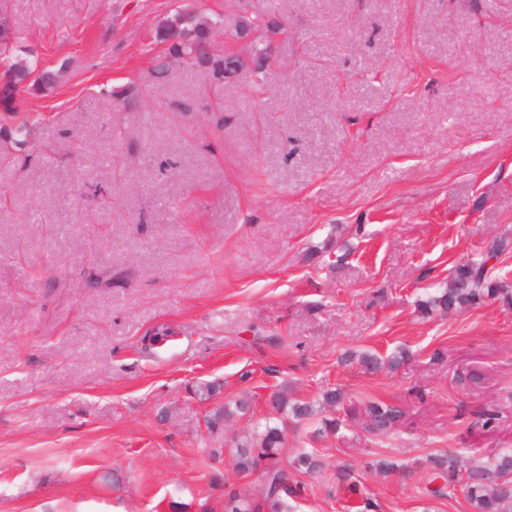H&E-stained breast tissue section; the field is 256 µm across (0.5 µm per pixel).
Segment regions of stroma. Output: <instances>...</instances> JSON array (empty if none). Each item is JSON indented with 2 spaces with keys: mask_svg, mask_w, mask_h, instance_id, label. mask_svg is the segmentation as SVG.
I'll use <instances>...</instances> for the list:
<instances>
[{
  "mask_svg": "<svg viewBox=\"0 0 512 512\" xmlns=\"http://www.w3.org/2000/svg\"><path fill=\"white\" fill-rule=\"evenodd\" d=\"M223 16L214 57L250 58L242 22L284 29L267 89L167 59L178 6ZM15 60L68 78L21 92L0 132V512H224L253 492L224 444L278 390L405 418L289 425V512H350L352 467L374 512H471L436 498L429 457L512 451V307L420 302L508 239L512 284V0H0ZM132 95L126 106L113 97ZM166 328L165 341H153ZM406 351L363 372L369 351ZM203 382L220 384L199 400ZM248 399L252 418H204ZM498 416L494 431L478 424ZM398 468L376 473V460ZM363 428L367 432L380 433L390 431L401 424L404 412L394 406L370 401L365 405Z\"/></svg>",
  "mask_w": 512,
  "mask_h": 512,
  "instance_id": "stroma-1",
  "label": "stroma"
}]
</instances>
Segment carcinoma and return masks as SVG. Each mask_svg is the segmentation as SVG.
I'll return each mask as SVG.
<instances>
[{"label": "carcinoma", "instance_id": "1", "mask_svg": "<svg viewBox=\"0 0 512 512\" xmlns=\"http://www.w3.org/2000/svg\"><path fill=\"white\" fill-rule=\"evenodd\" d=\"M222 21L197 22L194 17L179 12L175 18L159 26L157 38L169 46V51L192 65L211 67L212 75L220 82L234 76L242 68L238 56L227 54L214 59L208 52L213 30ZM248 32H258L252 42V55L256 58V69H262L267 59L268 47L281 28L261 18H254L242 25ZM11 31L7 19L0 16V110L12 112L20 88L38 70V63H23L11 59ZM26 125H18L14 132H7L0 145V159L10 158L12 148L26 145ZM505 248V240H492L483 250L482 259L469 260L457 265L452 271L451 283L439 296L424 302L426 310L435 309L447 313L462 305H479L484 298L501 299L512 304V287L492 276L486 268L489 259L496 258ZM272 410L278 415L291 414L296 420H306L314 415L313 405L308 402L290 400L285 392H277L269 400ZM251 403L241 399L226 404L208 415L207 428L218 429L234 417L249 414ZM364 429L371 433L390 431L401 424L404 412L394 406L370 401L365 405ZM286 435L279 423L268 420L233 438L229 454L236 471L244 476L262 470V479L249 496L236 490L224 488V512H285V499L297 496L300 487L293 484L288 468L313 472L321 467V460L308 452H302L293 460L285 457ZM434 479L443 484L432 490L435 496L445 494V489L463 483L466 499L472 512H512V452L503 453L491 466H476L462 470L459 459L453 454L433 456L428 459Z\"/></svg>", "mask_w": 512, "mask_h": 512}]
</instances>
